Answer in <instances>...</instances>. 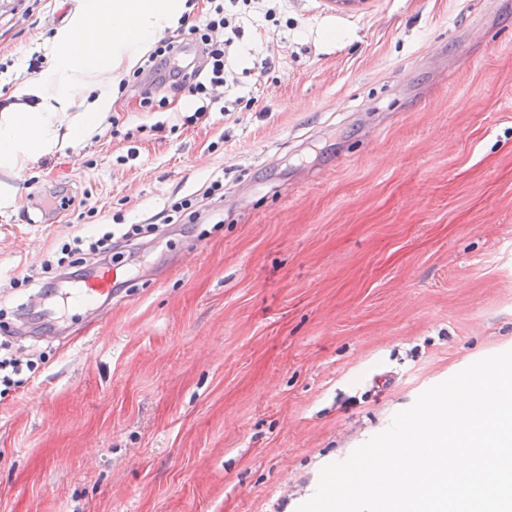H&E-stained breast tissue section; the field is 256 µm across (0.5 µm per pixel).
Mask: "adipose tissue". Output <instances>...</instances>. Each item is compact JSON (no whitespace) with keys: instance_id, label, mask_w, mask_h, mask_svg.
I'll list each match as a JSON object with an SVG mask.
<instances>
[{"instance_id":"adipose-tissue-1","label":"adipose tissue","mask_w":512,"mask_h":512,"mask_svg":"<svg viewBox=\"0 0 512 512\" xmlns=\"http://www.w3.org/2000/svg\"><path fill=\"white\" fill-rule=\"evenodd\" d=\"M189 10L187 0H75L49 45L47 70L18 82L0 107V207L14 204V182L29 163L102 128L122 74Z\"/></svg>"}]
</instances>
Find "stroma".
<instances>
[{
  "mask_svg": "<svg viewBox=\"0 0 512 512\" xmlns=\"http://www.w3.org/2000/svg\"><path fill=\"white\" fill-rule=\"evenodd\" d=\"M72 7L0 0V101ZM241 26L223 111L185 124L196 95L126 73L111 125L0 210V343L27 364L0 392V512H296L512 350V0H287ZM187 195L123 259L43 273ZM107 267V305L39 315L46 281Z\"/></svg>",
  "mask_w": 512,
  "mask_h": 512,
  "instance_id": "stroma-1",
  "label": "stroma"
}]
</instances>
